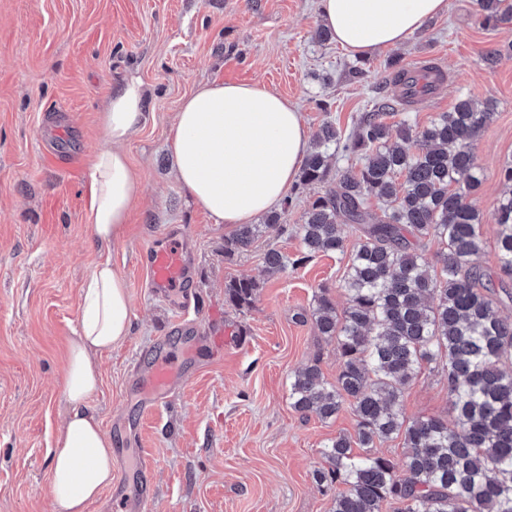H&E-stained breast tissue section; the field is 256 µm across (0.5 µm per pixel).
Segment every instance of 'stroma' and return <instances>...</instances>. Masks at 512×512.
I'll return each instance as SVG.
<instances>
[{"mask_svg":"<svg viewBox=\"0 0 512 512\" xmlns=\"http://www.w3.org/2000/svg\"><path fill=\"white\" fill-rule=\"evenodd\" d=\"M447 11L403 45L362 58L317 36L318 0H0V512H50L46 459L64 418L67 344L80 322V287L108 258L126 282L130 337L99 356L102 383L88 404L121 459L112 486L89 512H141L139 468L147 466L149 512H328L313 479L321 450L355 431L350 408L321 421L289 404V379L319 359L335 381V343L301 321L319 288H335L345 265L317 255L270 274L266 250L300 251L296 236L266 234L226 260L235 228L216 224L176 181L169 129L199 84L259 83L295 104L309 132L331 121L350 133L383 98L396 95L392 58L411 68L438 58L448 80L409 115L419 126L463 97L494 101L493 121L474 144L484 181L482 264L496 270L494 209L512 159V60L488 67V49L512 42V23L483 26L474 0ZM360 75H353V68ZM141 80L147 122L125 144L143 191L124 234L97 243L85 211L89 165L102 142L99 116L112 88ZM70 131L68 154L43 139L45 118ZM169 229L190 256L194 330L179 329L178 297L154 298L140 255ZM252 277L255 303L224 302V285ZM220 330L222 349H203L166 400L144 405L140 384L165 345ZM408 417L449 418L451 398L423 367L405 390Z\"/></svg>","mask_w":512,"mask_h":512,"instance_id":"stroma-1","label":"stroma"}]
</instances>
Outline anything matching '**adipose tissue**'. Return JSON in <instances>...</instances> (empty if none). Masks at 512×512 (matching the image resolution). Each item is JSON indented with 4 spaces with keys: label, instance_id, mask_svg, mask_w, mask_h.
I'll use <instances>...</instances> for the list:
<instances>
[{
    "label": "adipose tissue",
    "instance_id": "obj_1",
    "mask_svg": "<svg viewBox=\"0 0 512 512\" xmlns=\"http://www.w3.org/2000/svg\"><path fill=\"white\" fill-rule=\"evenodd\" d=\"M447 0H319L318 22L337 44L368 57L406 42L444 13ZM145 89L135 78L112 89L100 122L103 145L89 171L86 221L102 243L118 238L142 192L123 149L146 121ZM168 140L176 178L218 224H249L279 205L311 144L287 98L254 83L210 82L187 96ZM80 328L68 344L66 413L49 455L51 512H88L112 485V438L88 405L101 376L98 354L131 334L128 289L99 261L80 289Z\"/></svg>",
    "mask_w": 512,
    "mask_h": 512
}]
</instances>
